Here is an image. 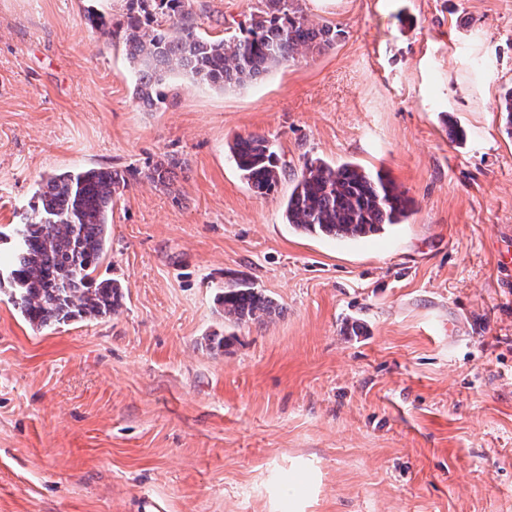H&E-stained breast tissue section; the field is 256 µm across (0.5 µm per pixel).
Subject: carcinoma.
Wrapping results in <instances>:
<instances>
[{
    "instance_id": "obj_1",
    "label": "carcinoma",
    "mask_w": 512,
    "mask_h": 512,
    "mask_svg": "<svg viewBox=\"0 0 512 512\" xmlns=\"http://www.w3.org/2000/svg\"><path fill=\"white\" fill-rule=\"evenodd\" d=\"M246 35L211 40L198 31L193 0H126L116 27L123 32L133 64L135 95L150 107L165 103L153 93L180 72L213 87H240L297 57L332 47L337 32L309 21L301 0H263ZM229 151L249 187L272 192L282 173L279 156L264 136H237ZM177 162L157 163L147 177L171 184ZM134 169L87 168L43 178L25 222L14 229L16 245L0 273L12 300L32 326L96 319L121 307V284L94 276L107 253L112 202L135 179ZM413 201L387 175L356 163H305L294 180L284 215L306 234L369 239L385 225L403 224ZM224 319L262 321L276 312L274 301L244 281L224 285L218 296Z\"/></svg>"
}]
</instances>
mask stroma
Returning <instances> with one entry per match:
<instances>
[{"label": "stroma", "instance_id": "1", "mask_svg": "<svg viewBox=\"0 0 512 512\" xmlns=\"http://www.w3.org/2000/svg\"><path fill=\"white\" fill-rule=\"evenodd\" d=\"M124 5L0 0V256L43 176L140 171L96 271L117 313L36 329L0 288V512H512V0H306L333 47L241 87L169 76L156 108L86 21ZM258 6L193 0L213 39ZM251 133L282 165L267 195L227 149ZM315 158L387 174L408 222L295 231ZM235 279L278 315L225 321Z\"/></svg>", "mask_w": 512, "mask_h": 512}]
</instances>
